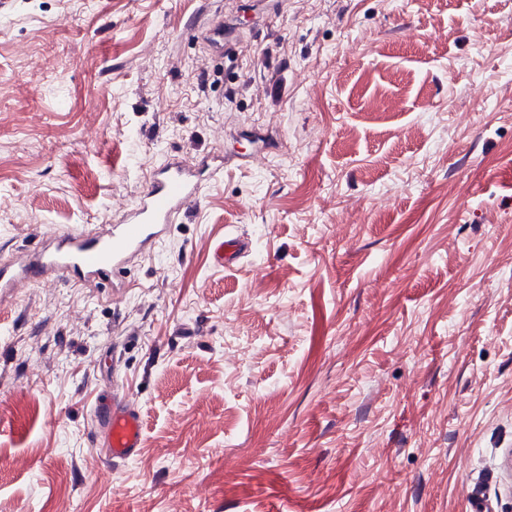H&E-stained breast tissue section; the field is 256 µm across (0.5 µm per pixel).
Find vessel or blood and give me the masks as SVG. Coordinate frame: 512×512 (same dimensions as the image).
<instances>
[{
  "mask_svg": "<svg viewBox=\"0 0 512 512\" xmlns=\"http://www.w3.org/2000/svg\"><path fill=\"white\" fill-rule=\"evenodd\" d=\"M210 158L195 164L170 160L155 168L121 223L102 233L58 231L43 235L35 246L9 265L0 266V292L22 280L62 278L76 284L114 281L134 258L161 244L190 202L202 195L204 173H215ZM251 248L249 241L228 233L213 247L216 264L230 267ZM107 448V468L127 463L143 447V422L137 406L122 388L95 410Z\"/></svg>",
  "mask_w": 512,
  "mask_h": 512,
  "instance_id": "obj_1",
  "label": "vessel or blood"
}]
</instances>
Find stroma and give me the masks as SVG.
<instances>
[{
    "mask_svg": "<svg viewBox=\"0 0 512 512\" xmlns=\"http://www.w3.org/2000/svg\"><path fill=\"white\" fill-rule=\"evenodd\" d=\"M209 154L117 287L0 297V512H512V0L0 13V256ZM116 385L145 443L110 470ZM252 243L241 239L239 236L224 233V237L218 239L213 247V259L218 265L225 268L233 266L234 263L246 254Z\"/></svg>",
    "mask_w": 512,
    "mask_h": 512,
    "instance_id": "35a3bbf8",
    "label": "stroma"
}]
</instances>
